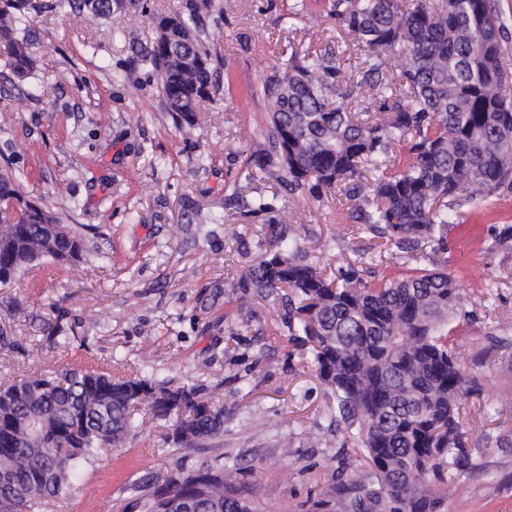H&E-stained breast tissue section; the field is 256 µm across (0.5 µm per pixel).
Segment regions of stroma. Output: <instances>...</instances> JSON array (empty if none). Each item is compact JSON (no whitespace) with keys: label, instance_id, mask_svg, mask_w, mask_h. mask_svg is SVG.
<instances>
[{"label":"stroma","instance_id":"1","mask_svg":"<svg viewBox=\"0 0 512 512\" xmlns=\"http://www.w3.org/2000/svg\"><path fill=\"white\" fill-rule=\"evenodd\" d=\"M36 2L27 80L4 66L0 44V170L15 173L23 196L70 225L90 253L71 268L42 261L0 285V377L108 363L193 385L224 408L213 447L181 451L166 443L164 423L140 412L134 435L108 451L105 474L85 472L80 492L48 512H143L154 486L204 463L233 467L260 512H319L336 488L338 460L352 461L356 445L331 427L332 399L277 305L235 287L265 239L261 219L241 201L277 189L271 177L247 183L241 174L250 142L268 131L260 88L282 51L329 47L354 68L362 47L329 17L316 25L290 19L295 0H223L224 16L211 28L224 59L220 89L188 136L165 112L144 59L153 16L182 0H127L107 18L73 16L62 0ZM132 61L136 90L121 79ZM278 203L304 246L332 266L370 252L365 236L336 245L349 226L341 197L304 192ZM198 210L218 222L196 223ZM460 213L445 231V250L417 263L455 281L462 314L448 329L483 388L462 405L472 467L443 512H512V406L481 412L512 392V249L495 242L512 225V189ZM417 264L399 259L388 275ZM56 323L75 336L64 355L48 339Z\"/></svg>","mask_w":512,"mask_h":512}]
</instances>
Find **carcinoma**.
<instances>
[{
	"label": "carcinoma",
	"mask_w": 512,
	"mask_h": 512,
	"mask_svg": "<svg viewBox=\"0 0 512 512\" xmlns=\"http://www.w3.org/2000/svg\"><path fill=\"white\" fill-rule=\"evenodd\" d=\"M77 14L114 12L113 0H68ZM31 0H0V43L19 81L34 69L17 37ZM213 0H185L156 19L147 51L165 111L194 129L216 91L224 60L210 45L204 13ZM327 15L365 48L363 81L374 111L330 101L347 74L330 50L288 46L261 85L271 107L269 132L253 147L258 173L288 194L338 192L347 219L378 239L373 261L400 253L424 258L443 245L461 199L484 201L512 187V71L504 61L496 0H330ZM278 193L258 195L250 211L266 217L268 248L237 287L281 302L288 331L309 345L331 390V421L345 424L366 472L340 484L338 512H441L448 489L469 465L462 400L481 388L455 359L448 322L459 304L448 274L415 268L405 278L369 282L356 263L333 270L284 236ZM0 199L20 205L21 220L0 237V284L43 258L83 260L84 239L48 211L25 204L17 177L0 171ZM55 349L74 337L55 325ZM168 423L175 448H204L224 432V407L193 386L154 376H120L101 365L72 364L0 384V512H36L78 491L76 478L97 468L137 427L138 407ZM145 512H256L224 478V468L179 471L155 488Z\"/></svg>",
	"instance_id": "cac0c4a2"
}]
</instances>
